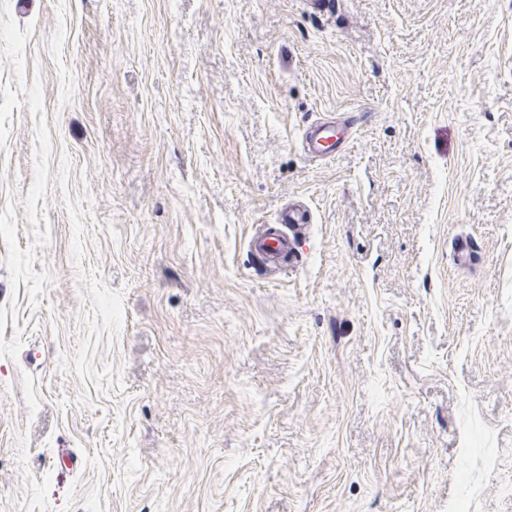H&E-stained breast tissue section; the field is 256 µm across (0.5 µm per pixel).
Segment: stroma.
<instances>
[{
    "mask_svg": "<svg viewBox=\"0 0 512 512\" xmlns=\"http://www.w3.org/2000/svg\"><path fill=\"white\" fill-rule=\"evenodd\" d=\"M0 512H512V0H0ZM342 133L341 129L336 128L335 121L317 123L306 133L305 150L312 157L323 158L332 154ZM311 221L310 212L300 203H289L280 212L277 224L262 227L247 241V248L262 262L264 269L285 267L286 258L296 257V236Z\"/></svg>",
    "mask_w": 512,
    "mask_h": 512,
    "instance_id": "obj_1",
    "label": "stroma"
}]
</instances>
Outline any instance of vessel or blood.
<instances>
[{"label": "vessel or blood", "instance_id": "vessel-or-blood-1", "mask_svg": "<svg viewBox=\"0 0 512 512\" xmlns=\"http://www.w3.org/2000/svg\"><path fill=\"white\" fill-rule=\"evenodd\" d=\"M342 131L334 122L326 121L310 127L305 137V149L310 156L325 157L333 152ZM311 221L308 209L299 203L287 204L275 224L259 229L247 241V248L262 262L264 269H282L286 258L295 254L296 236Z\"/></svg>", "mask_w": 512, "mask_h": 512}]
</instances>
